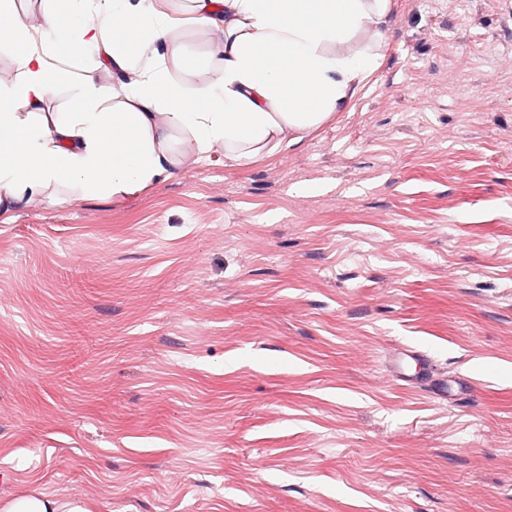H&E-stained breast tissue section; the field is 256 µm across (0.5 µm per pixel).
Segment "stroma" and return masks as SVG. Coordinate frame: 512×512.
I'll use <instances>...</instances> for the list:
<instances>
[{
  "label": "stroma",
  "mask_w": 512,
  "mask_h": 512,
  "mask_svg": "<svg viewBox=\"0 0 512 512\" xmlns=\"http://www.w3.org/2000/svg\"><path fill=\"white\" fill-rule=\"evenodd\" d=\"M391 2L302 143L0 213V505L512 512V0ZM428 360L427 353L421 349L411 346L401 347L390 361L395 380L403 382L404 386L421 384L424 380L431 397L446 403L456 401L457 393L470 389L471 382L467 379L458 378L453 382L455 387L454 384L448 385V378L444 376L432 375L425 378L424 366ZM2 512H90L83 503L43 499L36 496H23L13 499Z\"/></svg>",
  "instance_id": "obj_1"
}]
</instances>
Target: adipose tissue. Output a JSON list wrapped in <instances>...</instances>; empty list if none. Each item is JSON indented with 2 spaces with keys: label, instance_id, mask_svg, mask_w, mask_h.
I'll list each match as a JSON object with an SVG mask.
<instances>
[{
  "label": "adipose tissue",
  "instance_id": "obj_1",
  "mask_svg": "<svg viewBox=\"0 0 512 512\" xmlns=\"http://www.w3.org/2000/svg\"><path fill=\"white\" fill-rule=\"evenodd\" d=\"M36 2L0 0L15 19L0 48L24 41L0 80L5 211L63 190L131 195L216 149L242 165L301 143L366 85L392 11L391 0ZM189 25L220 34L216 53L174 47Z\"/></svg>",
  "mask_w": 512,
  "mask_h": 512
}]
</instances>
